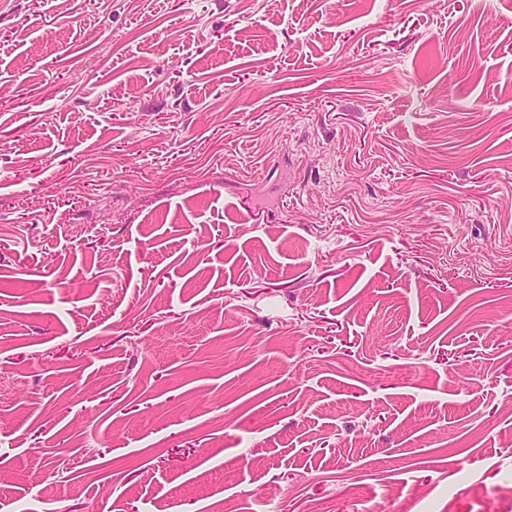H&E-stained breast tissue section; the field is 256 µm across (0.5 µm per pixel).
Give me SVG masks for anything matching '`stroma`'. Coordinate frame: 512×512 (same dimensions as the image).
I'll list each match as a JSON object with an SVG mask.
<instances>
[{
	"mask_svg": "<svg viewBox=\"0 0 512 512\" xmlns=\"http://www.w3.org/2000/svg\"><path fill=\"white\" fill-rule=\"evenodd\" d=\"M0 512H512V0H0Z\"/></svg>",
	"mask_w": 512,
	"mask_h": 512,
	"instance_id": "35a3bbf8",
	"label": "stroma"
}]
</instances>
